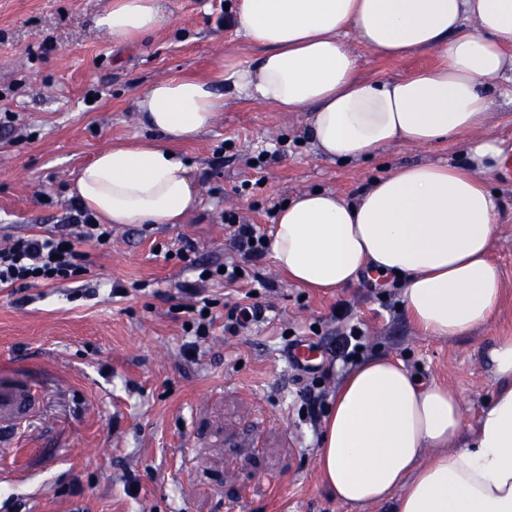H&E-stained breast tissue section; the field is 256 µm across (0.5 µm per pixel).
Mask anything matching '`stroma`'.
Listing matches in <instances>:
<instances>
[{
	"label": "stroma",
	"mask_w": 512,
	"mask_h": 512,
	"mask_svg": "<svg viewBox=\"0 0 512 512\" xmlns=\"http://www.w3.org/2000/svg\"><path fill=\"white\" fill-rule=\"evenodd\" d=\"M112 0H0V245L53 230L75 172L112 143L149 138L136 101L157 81L204 75L220 54L256 55L217 19L240 0H167L170 25L117 44L95 26ZM348 43L361 75L396 79L436 63L432 51L385 59ZM305 115L250 101L225 105L199 137L177 144L197 169L202 201L184 224H116L110 248H89L79 277L17 291L0 288V384L42 393L13 448L0 449V512H354L336 503L317 470L323 426L302 409L303 372L282 349L297 338L328 347L337 304L366 336L370 356L398 357L427 382L458 395L475 422L494 387L486 351L512 336V179L489 177L502 207L493 256L505 289L491 322L453 340L420 335L398 281L368 280L324 294L297 286L264 258L276 288L264 322L229 334L214 308L196 358L171 309L192 261L228 257L223 214L269 233L292 195L355 193L372 178L416 162H470L469 137L436 147L391 145L368 160L319 155ZM153 283L154 293H112Z\"/></svg>",
	"instance_id": "obj_1"
}]
</instances>
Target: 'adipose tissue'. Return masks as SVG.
Instances as JSON below:
<instances>
[{"label": "adipose tissue", "mask_w": 512, "mask_h": 512, "mask_svg": "<svg viewBox=\"0 0 512 512\" xmlns=\"http://www.w3.org/2000/svg\"><path fill=\"white\" fill-rule=\"evenodd\" d=\"M169 23L165 0H113L95 20L115 43ZM257 56L226 51L204 76L152 84L137 101L155 139L101 151L71 188L103 224H182L195 211L194 167L171 151L206 131L231 99L306 115L319 154L358 161L396 142L437 146L492 120L512 95V0H242L233 17ZM376 55L435 51L431 67L363 78L344 41ZM472 163L422 162L351 196L307 190L279 208L274 265L304 288L334 291L362 274L400 275L402 307L423 335L455 339L491 320L503 294L492 258L499 202L488 184L502 149ZM496 385L474 425L458 396L390 356L358 361L336 390L317 455L336 501L361 512H512V337L487 352Z\"/></svg>", "instance_id": "ef3b65f1"}]
</instances>
